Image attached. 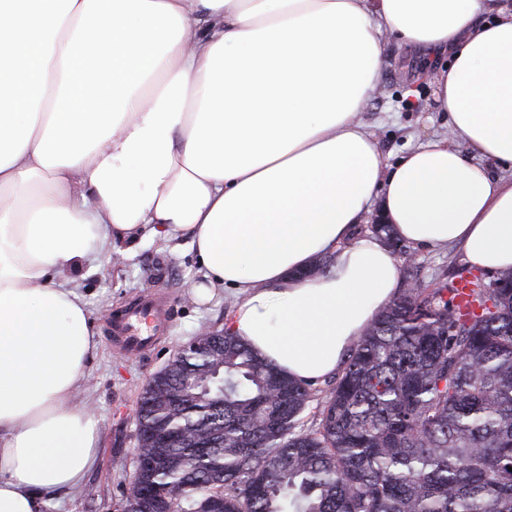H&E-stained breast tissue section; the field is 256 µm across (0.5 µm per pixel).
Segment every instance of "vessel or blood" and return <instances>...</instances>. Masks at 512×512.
<instances>
[{
    "mask_svg": "<svg viewBox=\"0 0 512 512\" xmlns=\"http://www.w3.org/2000/svg\"><path fill=\"white\" fill-rule=\"evenodd\" d=\"M172 314L168 295L158 291L148 293L131 302L122 316L112 320L111 341L126 355L142 356L160 336L166 335Z\"/></svg>",
    "mask_w": 512,
    "mask_h": 512,
    "instance_id": "obj_1",
    "label": "vessel or blood"
}]
</instances>
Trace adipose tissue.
Returning <instances> with one entry per match:
<instances>
[{
  "mask_svg": "<svg viewBox=\"0 0 512 512\" xmlns=\"http://www.w3.org/2000/svg\"><path fill=\"white\" fill-rule=\"evenodd\" d=\"M386 36L449 58L447 131L393 163L362 120ZM509 169L512 0H0V512H44L97 459L67 273L190 238L199 297L229 289L226 328L313 385L401 285L355 231L372 205L414 249L510 269Z\"/></svg>",
  "mask_w": 512,
  "mask_h": 512,
  "instance_id": "1",
  "label": "adipose tissue"
}]
</instances>
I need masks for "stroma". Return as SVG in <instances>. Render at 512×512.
Listing matches in <instances>:
<instances>
[{"label": "stroma", "instance_id": "35a3bbf8", "mask_svg": "<svg viewBox=\"0 0 512 512\" xmlns=\"http://www.w3.org/2000/svg\"><path fill=\"white\" fill-rule=\"evenodd\" d=\"M429 66L443 69L447 62L429 59L420 47L385 40L382 82L363 118L388 162L447 128L448 116L437 111L433 87L422 77ZM198 276L199 262L186 238L176 244L148 238L122 265H87L77 274V290L87 301L97 341L78 401L96 409L101 417L100 452L83 489L54 497L45 512H117L135 470V411L144 385L198 329L222 327L231 304L230 293L221 291L209 304H196L186 284ZM152 290L167 292L172 298L170 330L146 355L126 357L109 342V322L129 301Z\"/></svg>", "mask_w": 512, "mask_h": 512}]
</instances>
